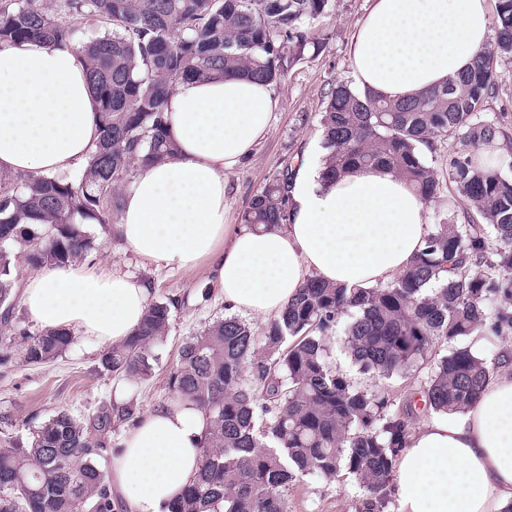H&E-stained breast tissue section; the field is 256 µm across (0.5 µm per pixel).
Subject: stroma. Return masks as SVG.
Segmentation results:
<instances>
[{"label":"stroma","mask_w":512,"mask_h":512,"mask_svg":"<svg viewBox=\"0 0 512 512\" xmlns=\"http://www.w3.org/2000/svg\"><path fill=\"white\" fill-rule=\"evenodd\" d=\"M369 7V0H331L328 13L310 28L312 36L322 42V51L293 64L274 84L278 107L267 135L227 176L226 221L232 227H239L250 199L277 172L321 160L320 118L326 95L335 83L354 80L349 42ZM496 86L487 115L499 121L512 137V62H498ZM86 233L96 244L88 263L103 264L130 276L149 288L151 300L171 303L169 333L155 349L158 362L149 380L119 381L99 365L102 346L76 336L55 361L33 366L23 359L24 336L0 325V348H7L9 357L7 364L0 365L2 448L9 440L27 437L31 429L61 410L88 414L101 403L128 397L136 399L142 412L170 403L168 375L183 341L227 312L207 264L184 270L146 261L108 224L87 226ZM361 497L358 484L346 476L329 479L308 475L294 482L288 492L290 512H355Z\"/></svg>","instance_id":"35a3bbf8"}]
</instances>
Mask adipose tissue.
<instances>
[{
    "instance_id": "1",
    "label": "adipose tissue",
    "mask_w": 512,
    "mask_h": 512,
    "mask_svg": "<svg viewBox=\"0 0 512 512\" xmlns=\"http://www.w3.org/2000/svg\"><path fill=\"white\" fill-rule=\"evenodd\" d=\"M487 0H371L350 41L361 90L404 99L453 80L487 45ZM81 52L43 43L0 46V171L68 174L101 137ZM271 86L229 77L176 86L166 134L176 146L138 167L115 230L136 254L184 269L209 263L225 305L266 319L317 277L340 286L392 280L430 231L426 205L399 176L361 169L322 181L297 172L289 224L229 231L225 180L265 136ZM147 288L103 265L47 264L23 281L29 319L100 345L132 336ZM203 412L191 403L146 411L112 457L106 481L123 512H166L198 474ZM396 512H512V372L463 413L418 425L393 485Z\"/></svg>"
}]
</instances>
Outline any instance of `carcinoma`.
<instances>
[{
  "label": "carcinoma",
  "instance_id": "cac0c4a2",
  "mask_svg": "<svg viewBox=\"0 0 512 512\" xmlns=\"http://www.w3.org/2000/svg\"><path fill=\"white\" fill-rule=\"evenodd\" d=\"M331 0H0V43L71 45L87 61L103 136L77 178L0 173V322L12 317L17 265L83 260L95 249L80 229L108 224L137 164L172 154L168 97L184 81L250 78L278 83L312 44L306 28ZM112 30L85 42L82 25ZM512 60V0H496L495 38L475 66L440 88L389 101L338 82L321 117L322 175L384 167L426 203L442 184L422 150L459 136L448 155V194L462 214L433 225L408 269L387 283L342 287L312 278L261 328L235 316L187 338L168 377L173 402L202 409L201 467L168 512H288L291 483L308 474L352 476L356 512H388L398 456L417 420L463 412L507 365L458 342L512 333V165L497 155L504 134L485 115L495 65ZM292 177L277 173L242 214L248 229L290 223ZM344 316L346 348L364 374L399 377L410 395L363 387L328 361ZM170 307L148 304L136 332L105 349L101 367L138 381L152 375ZM30 365L56 360L71 337L25 330ZM137 419V403L100 406L77 418L57 412L27 442L0 448V512H116L103 464L112 429Z\"/></svg>",
  "mask_w": 512,
  "mask_h": 512
}]
</instances>
